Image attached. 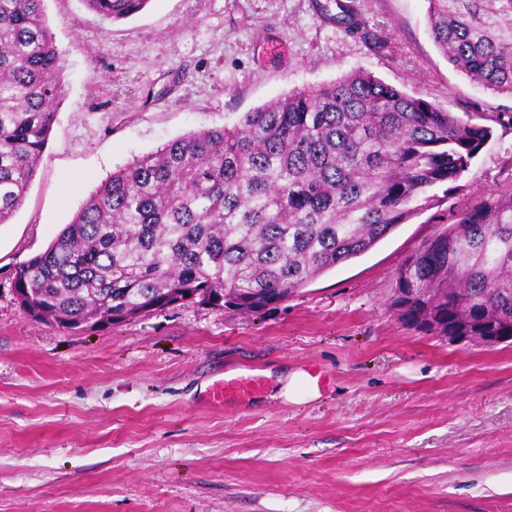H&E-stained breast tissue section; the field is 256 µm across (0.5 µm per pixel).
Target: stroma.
I'll list each match as a JSON object with an SVG mask.
<instances>
[{"instance_id":"obj_1","label":"stroma","mask_w":512,"mask_h":512,"mask_svg":"<svg viewBox=\"0 0 512 512\" xmlns=\"http://www.w3.org/2000/svg\"><path fill=\"white\" fill-rule=\"evenodd\" d=\"M356 5L351 33L336 0H150L113 22L45 0L63 88L0 224V512H512V343L423 336L388 307L447 203L254 313L173 305L69 332L15 300V267L112 171L287 92L363 70L457 114L512 107L448 64L427 0ZM460 183L462 198L512 188V127L494 125ZM312 364L331 376L317 397H278L276 375ZM236 376L262 387L210 406Z\"/></svg>"}]
</instances>
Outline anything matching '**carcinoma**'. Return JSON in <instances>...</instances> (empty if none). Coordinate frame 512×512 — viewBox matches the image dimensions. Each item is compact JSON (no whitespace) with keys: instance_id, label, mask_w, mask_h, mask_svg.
<instances>
[{"instance_id":"carcinoma-1","label":"carcinoma","mask_w":512,"mask_h":512,"mask_svg":"<svg viewBox=\"0 0 512 512\" xmlns=\"http://www.w3.org/2000/svg\"><path fill=\"white\" fill-rule=\"evenodd\" d=\"M44 0H0V224L21 205L62 93ZM120 21L149 0H85ZM456 70L512 96V0H428ZM490 126L354 70L178 137L112 173L18 265L31 318L79 332L185 302L263 310L448 199ZM408 256L390 305L420 334L512 339V189L457 203Z\"/></svg>"}]
</instances>
